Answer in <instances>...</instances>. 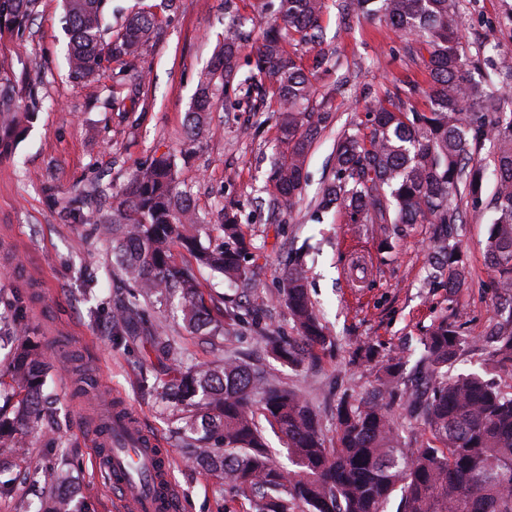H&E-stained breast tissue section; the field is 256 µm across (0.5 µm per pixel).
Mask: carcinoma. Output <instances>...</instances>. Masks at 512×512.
I'll return each instance as SVG.
<instances>
[{
    "mask_svg": "<svg viewBox=\"0 0 512 512\" xmlns=\"http://www.w3.org/2000/svg\"><path fill=\"white\" fill-rule=\"evenodd\" d=\"M36 0H0V27L20 31ZM366 15L382 14L399 32L429 49L430 80L425 112L377 102L368 131H347L335 149V171L317 203L321 213L348 210L357 224H439L463 222L451 198L465 194L482 203L477 150L490 142L497 185L487 205L494 221L485 257L508 312L495 324V345L487 364L512 370V112L502 111L498 89L465 79L467 57L459 41L457 0H358ZM279 22L264 32L251 79L270 77L273 94L286 106L280 113L285 152L274 163L271 180L275 212L293 206L302 194L313 139L329 112L312 105V82L289 40L314 41L323 0H277ZM70 33L67 66L71 79L91 83L112 64L119 76L141 85L140 57L157 31L152 13H136L112 33L109 0H62ZM241 32L229 27L218 67L200 73L198 96L188 112L190 136L199 135L211 108L216 77L235 74ZM15 90L0 88V156L12 153L25 129L15 110ZM73 219L110 226L112 263L130 282L112 310V333L130 336L147 304L181 302L188 328L208 340L224 339V324L212 320L198 274L206 269L248 287L253 245L241 232L239 217L224 212L218 225L222 242L212 241V225L198 213L191 194L179 187L175 158H161L138 169L127 186L112 194V211L97 210L90 195L72 197ZM189 259L177 262L170 246ZM462 258L451 250L433 272L448 268V287L464 283ZM283 298L293 336H265L269 353L297 368L329 340L314 311L302 262L295 254L285 270ZM158 337L157 348L170 361L168 378L149 381L161 400L173 404L175 437L186 455L220 474L224 484L253 502L258 512H512V392L502 391L485 373L448 375L465 350L457 314L434 321L422 339L414 373L403 380L404 362L392 357L379 368L372 395L345 400L336 408V447L329 448L319 416L294 389L269 384L262 372L234 354L212 367L188 366L174 338ZM16 342L18 362L7 384L0 378V440L21 425L49 428L43 397L44 365L34 341L14 331L0 341ZM420 422L427 438L408 454L402 446L393 408ZM279 439L288 459L275 460L265 431Z\"/></svg>",
    "mask_w": 512,
    "mask_h": 512,
    "instance_id": "carcinoma-1",
    "label": "carcinoma"
}]
</instances>
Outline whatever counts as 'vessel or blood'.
Returning <instances> with one entry per match:
<instances>
[{
	"label": "vessel or blood",
	"mask_w": 512,
	"mask_h": 512,
	"mask_svg": "<svg viewBox=\"0 0 512 512\" xmlns=\"http://www.w3.org/2000/svg\"><path fill=\"white\" fill-rule=\"evenodd\" d=\"M112 434L97 430L95 460L108 485L117 489L124 512H179V490L157 437L132 413L113 418Z\"/></svg>",
	"instance_id": "vessel-or-blood-1"
}]
</instances>
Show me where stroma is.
<instances>
[{"label": "stroma", "instance_id": "1", "mask_svg": "<svg viewBox=\"0 0 512 512\" xmlns=\"http://www.w3.org/2000/svg\"><path fill=\"white\" fill-rule=\"evenodd\" d=\"M125 14L147 10L158 20L159 38L139 65L147 78L139 91L117 84L115 73L85 85L72 81L65 64L68 37L61 0H37L24 33L0 32V81L29 71L32 90L44 101L12 154L0 157V321L20 323L38 337L47 365L44 391L52 398L59 437L27 436L25 453L0 447L17 473L46 471L64 455L72 480L66 484L80 512H118L117 493L101 489L94 468L90 424L100 410L120 402L163 444L181 496L180 512H252L244 497L221 479L192 465L171 433L157 395L141 377L155 378L168 361L152 337L115 336L112 304L126 284L112 273L104 226L74 222L67 211L73 188H123L153 158L174 154L179 180L197 209L217 219L231 208L254 245L260 271L256 292L202 273L201 287L213 309L237 308L223 347L206 344L185 327L176 306H151L144 321L175 336L188 362L210 363L222 348L258 365L271 381L296 390L320 415L327 445L336 442V406L368 392L371 363L356 354L362 344L394 353L414 366L421 340L439 316L457 310L469 350L449 374L482 370L492 345L491 329L501 298L485 262L493 215L459 201L462 223L448 231L449 244L464 257L468 278L449 293L447 279L432 276L439 245L434 226L398 231L392 224H357L347 211L316 218L315 200L331 176L329 156L337 136L366 128L377 101H403L428 110L429 53L381 17L358 14L354 0H325L318 37L290 42L302 67L314 75V105L331 114L313 144L303 199L290 211L271 213L272 156L281 150L280 104L258 95L251 82L257 48L273 18L270 0H112ZM460 41L473 65L468 80L484 82L512 70V0H460ZM237 16L248 42L239 49L240 70L231 86L216 83L205 130L186 139V115L198 89V74L224 44V26ZM309 243L305 270L316 312L331 342L318 357L291 369L265 350L263 336L293 335L282 299L285 261L292 248ZM364 258L366 272L353 268Z\"/></svg>", "mask_w": 512, "mask_h": 512}]
</instances>
